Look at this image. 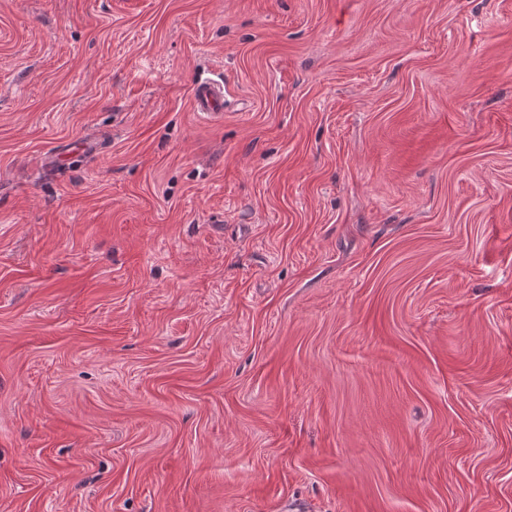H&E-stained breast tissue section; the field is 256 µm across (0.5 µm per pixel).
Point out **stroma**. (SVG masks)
I'll return each mask as SVG.
<instances>
[{
	"mask_svg": "<svg viewBox=\"0 0 512 512\" xmlns=\"http://www.w3.org/2000/svg\"><path fill=\"white\" fill-rule=\"evenodd\" d=\"M289 501L512 512V0H0V512ZM192 101L195 112L210 121L224 118V81L207 78L197 81L192 88ZM65 145L62 147H56L46 158L45 165L49 167H58L59 165L65 164L71 159V156L78 152L81 155L95 154L98 150L97 142L94 139H88L83 141L77 149H71Z\"/></svg>",
	"mask_w": 512,
	"mask_h": 512,
	"instance_id": "stroma-1",
	"label": "stroma"
}]
</instances>
